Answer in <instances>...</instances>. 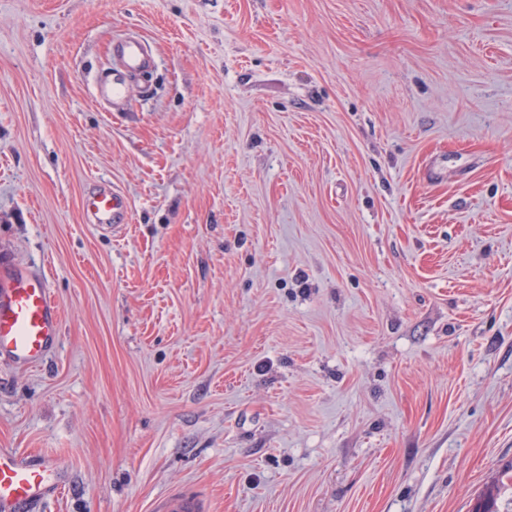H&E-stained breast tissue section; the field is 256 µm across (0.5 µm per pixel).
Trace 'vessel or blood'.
Returning a JSON list of instances; mask_svg holds the SVG:
<instances>
[{
  "mask_svg": "<svg viewBox=\"0 0 512 512\" xmlns=\"http://www.w3.org/2000/svg\"><path fill=\"white\" fill-rule=\"evenodd\" d=\"M127 210L125 196L107 185L85 199V212L95 224L119 226ZM59 323L58 303L44 272L17 269L0 281V357L26 366L40 364L56 342ZM53 471L47 462L23 465L11 449L0 448V505L25 507L51 494ZM162 512H205V507L198 498L173 495Z\"/></svg>",
  "mask_w": 512,
  "mask_h": 512,
  "instance_id": "1",
  "label": "vessel or blood"
}]
</instances>
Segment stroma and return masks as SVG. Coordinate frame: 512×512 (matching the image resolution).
Returning <instances> with one entry per match:
<instances>
[{
  "label": "stroma",
  "mask_w": 512,
  "mask_h": 512,
  "mask_svg": "<svg viewBox=\"0 0 512 512\" xmlns=\"http://www.w3.org/2000/svg\"><path fill=\"white\" fill-rule=\"evenodd\" d=\"M128 38L151 65L95 96ZM109 182L122 229L82 199ZM28 512H471L512 463V0H0ZM59 308L47 276L17 269L0 285V357L36 366L59 336ZM205 506L196 497L188 495H172L162 507V512H204Z\"/></svg>",
  "instance_id": "1"
}]
</instances>
